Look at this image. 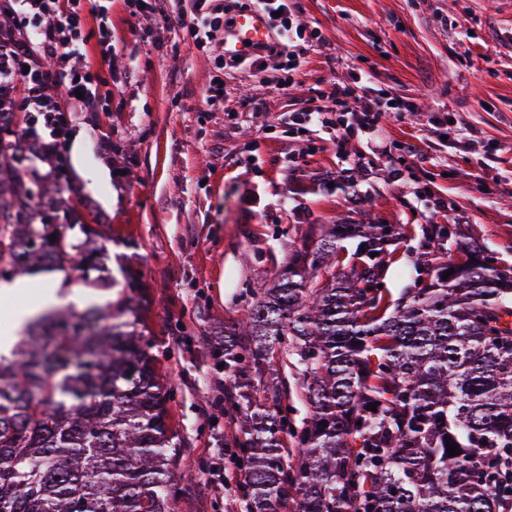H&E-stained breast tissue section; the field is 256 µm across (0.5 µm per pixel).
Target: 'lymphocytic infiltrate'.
<instances>
[{
  "label": "lymphocytic infiltrate",
  "mask_w": 512,
  "mask_h": 512,
  "mask_svg": "<svg viewBox=\"0 0 512 512\" xmlns=\"http://www.w3.org/2000/svg\"><path fill=\"white\" fill-rule=\"evenodd\" d=\"M271 14L277 45L267 53L226 60V69L265 67L277 62L283 71L298 63L296 50L303 27L292 0H250ZM135 18L157 16L169 27L190 32L196 48L221 46L224 8L217 0H191L190 11L168 12L160 0H126ZM112 0H0V111L31 112L32 124L19 137L34 145L45 166L44 180L60 183L64 147L78 113L93 112L101 98V80L91 57L112 64ZM327 105L294 115L292 124H316L344 142L354 130L374 131L385 112L407 111L399 102H381L356 87L333 83Z\"/></svg>",
  "instance_id": "lymphocytic-infiltrate-1"
}]
</instances>
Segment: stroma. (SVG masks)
Returning <instances> with one entry per match:
<instances>
[{
	"mask_svg": "<svg viewBox=\"0 0 512 512\" xmlns=\"http://www.w3.org/2000/svg\"><path fill=\"white\" fill-rule=\"evenodd\" d=\"M294 8L310 39L292 85L279 88L272 67L231 70L210 107L214 53L112 0V94L73 127L80 163L67 183L42 186L102 231L103 268L71 270L64 307L113 305L127 278L137 283L139 330L170 393L180 446L175 512H244L229 460L238 422L209 408L224 379L213 347L238 333L260 289L323 225H407L382 277L395 300L442 229L512 264V0ZM356 80L418 109L387 114L373 138L340 146L316 125H290L291 114L317 106V90ZM107 130L119 149L110 159L98 145Z\"/></svg>",
	"mask_w": 512,
	"mask_h": 512,
	"instance_id": "1",
	"label": "stroma"
}]
</instances>
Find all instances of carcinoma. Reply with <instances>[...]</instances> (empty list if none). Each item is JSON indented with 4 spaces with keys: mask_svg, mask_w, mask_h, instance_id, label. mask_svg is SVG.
<instances>
[{
    "mask_svg": "<svg viewBox=\"0 0 512 512\" xmlns=\"http://www.w3.org/2000/svg\"><path fill=\"white\" fill-rule=\"evenodd\" d=\"M33 200L24 183L0 196V266L66 270L78 256L100 269L97 229L64 231L48 211L35 224ZM405 235L322 228L261 289L244 341L224 342L229 381L266 375L265 402L230 400L247 512H280L291 493L295 512H499L512 500V266L460 243L446 264L424 256L434 276L393 302L379 285ZM140 311L132 287L109 314L52 308L26 324L20 359L0 364V509L172 512L179 449ZM284 358L309 408L299 422L283 406Z\"/></svg>",
    "mask_w": 512,
    "mask_h": 512,
    "instance_id": "1",
    "label": "carcinoma"
}]
</instances>
